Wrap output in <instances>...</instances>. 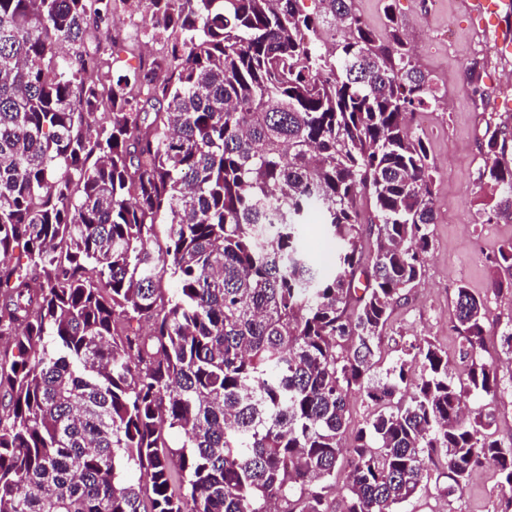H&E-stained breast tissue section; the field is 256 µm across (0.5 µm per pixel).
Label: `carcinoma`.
Returning a JSON list of instances; mask_svg holds the SVG:
<instances>
[{"label":"carcinoma","mask_w":512,"mask_h":512,"mask_svg":"<svg viewBox=\"0 0 512 512\" xmlns=\"http://www.w3.org/2000/svg\"><path fill=\"white\" fill-rule=\"evenodd\" d=\"M131 2L163 51L107 88L112 0H0V512H333L339 481L343 512H400L485 463L512 490V438L464 411L505 390L481 296L457 288L463 368L401 338L374 375L436 221L408 119L438 90L393 3L378 40L355 0ZM480 153L512 222V130ZM349 412L350 425L348 433L344 438L346 443L351 442L352 432H355L359 427H361L365 420L369 417L370 413L372 412V406L370 403L365 401L363 397L355 394L350 399Z\"/></svg>","instance_id":"carcinoma-1"}]
</instances>
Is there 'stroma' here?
<instances>
[{
	"mask_svg": "<svg viewBox=\"0 0 512 512\" xmlns=\"http://www.w3.org/2000/svg\"><path fill=\"white\" fill-rule=\"evenodd\" d=\"M393 5L409 45L425 71L434 78L443 97L427 117L413 116L409 127L423 135L435 167L434 197L437 220L433 246L427 255L424 279L409 301L394 312L393 331L408 339L428 337L459 364L460 338L453 331V301L458 285H466L487 299L486 339L488 353L496 359L503 379L512 378V353L503 348L502 328L512 323V288L495 292L493 280L501 271L488 266L487 255L512 242V222L492 223L488 216L496 200L490 185L478 179L482 159L479 144L486 122L512 126V53L478 54L480 40L501 42L503 30L482 22L468 10L469 0H356L362 20L377 34H384L385 5ZM129 12L125 0H117L109 22L111 40L100 43V76L112 81L137 67L144 46L128 33ZM129 41L132 52L113 49V40ZM159 52V44L148 46ZM484 61L481 94L468 84L469 67ZM484 110L485 123H477L475 110ZM512 495L497 484L495 469L485 465L470 477L466 489L451 504L438 500L429 488L405 504V512H487L490 504H505Z\"/></svg>",
	"mask_w": 512,
	"mask_h": 512,
	"instance_id": "35a3bbf8",
	"label": "stroma"
}]
</instances>
